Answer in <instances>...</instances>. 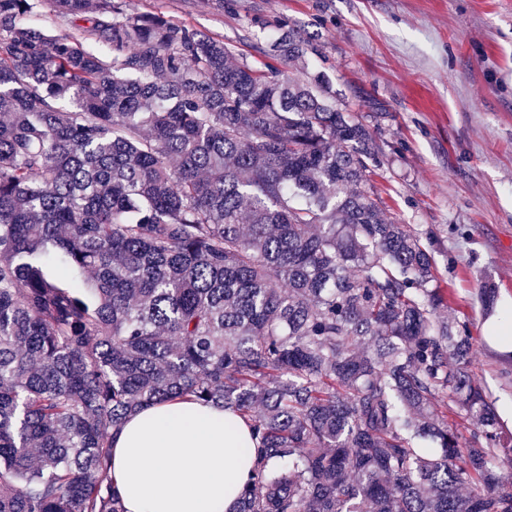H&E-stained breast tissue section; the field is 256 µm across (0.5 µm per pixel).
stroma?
<instances>
[{
  "mask_svg": "<svg viewBox=\"0 0 512 512\" xmlns=\"http://www.w3.org/2000/svg\"><path fill=\"white\" fill-rule=\"evenodd\" d=\"M263 60L288 27L374 131L363 191L387 221L430 238L448 312L473 336L475 377L512 401V354L486 334L512 299V0H118Z\"/></svg>",
  "mask_w": 512,
  "mask_h": 512,
  "instance_id": "obj_1",
  "label": "stroma"
}]
</instances>
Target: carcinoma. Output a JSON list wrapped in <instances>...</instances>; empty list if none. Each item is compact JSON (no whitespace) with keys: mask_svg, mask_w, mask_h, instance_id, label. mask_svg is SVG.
<instances>
[{"mask_svg":"<svg viewBox=\"0 0 512 512\" xmlns=\"http://www.w3.org/2000/svg\"><path fill=\"white\" fill-rule=\"evenodd\" d=\"M48 5L94 44L0 0V512H126L112 436L180 398L249 423L238 512H512L473 337L310 41Z\"/></svg>","mask_w":512,"mask_h":512,"instance_id":"carcinoma-1","label":"carcinoma"}]
</instances>
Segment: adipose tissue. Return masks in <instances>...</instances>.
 I'll return each instance as SVG.
<instances>
[{"label":"adipose tissue","instance_id":"adipose-tissue-1","mask_svg":"<svg viewBox=\"0 0 512 512\" xmlns=\"http://www.w3.org/2000/svg\"><path fill=\"white\" fill-rule=\"evenodd\" d=\"M257 445L233 410L196 401L129 416L112 441V482L127 512H236Z\"/></svg>","mask_w":512,"mask_h":512}]
</instances>
